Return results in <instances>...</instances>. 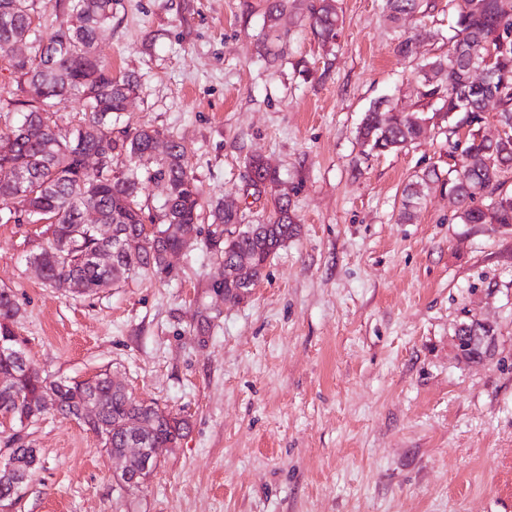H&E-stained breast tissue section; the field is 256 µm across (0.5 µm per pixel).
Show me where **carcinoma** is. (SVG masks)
<instances>
[{
  "label": "carcinoma",
  "instance_id": "carcinoma-1",
  "mask_svg": "<svg viewBox=\"0 0 512 512\" xmlns=\"http://www.w3.org/2000/svg\"><path fill=\"white\" fill-rule=\"evenodd\" d=\"M38 0H0V56H10L15 42L32 32V14ZM69 16L82 19L76 28L61 26L36 38L38 46L26 62L11 67L28 98L18 101L25 108L22 119L0 127V204L14 208L33 222L48 224L47 246L32 255L45 269L51 285L62 277H76L83 291L120 286L137 276L169 275L166 254L189 247L208 222L213 232L210 246L232 270L243 264L255 280L242 282L232 275L211 284L233 301L247 297L255 282L265 276L277 251L297 237L292 200L275 192L276 171L260 156L248 159L247 182L253 193L273 192V209L264 224L245 223V214L227 202L206 208L196 179L184 166V145L151 126L114 130L125 112L126 102L138 88L134 74L112 76V69L96 54L100 28L112 21L116 0H61ZM454 12L455 35L448 53L431 56L416 74L420 108L398 110L375 102L365 112L357 139L369 156L401 151L421 137L429 116L444 114L448 124V156L455 158L456 176L441 179L432 167L415 173L405 186L400 219L411 222L423 204L430 185L448 186L455 216L464 224H512V193L499 180L503 167L512 165V141H492L482 134L487 103L501 125L512 126V0H448ZM428 0H382L385 20L394 28L415 22L424 15ZM305 17L322 44L337 42L342 20L336 0H267L260 52L276 55L273 46L282 41L284 17ZM419 33L398 37L396 53L409 59L418 54ZM481 68L489 79L472 81L471 69ZM79 98L89 112L88 121L62 128L51 109L69 98ZM467 128L468 139L460 145L458 131ZM20 167L31 178V196L15 198L10 173ZM161 187L163 202L156 212L146 210L140 198L143 182ZM92 206L101 222L112 225V239L102 238L90 224L78 221L80 212ZM152 225L145 234V224ZM112 251V264L97 265L91 256ZM19 306L13 292L0 289V339L16 335L14 324ZM457 344L465 355L485 353L494 330L473 319L458 328ZM32 360L21 342L13 357H0V378L14 377L0 386V417L22 426L49 410L79 418L92 404L96 419L90 423L111 455L126 444L128 425L138 422L146 431L149 448H174L185 436L189 422L154 402L136 399L126 389L112 384L105 372L82 381L51 380L35 369L25 370ZM14 466L0 473V495L19 483L25 488L39 468L37 449L19 446L13 450Z\"/></svg>",
  "mask_w": 512,
  "mask_h": 512
}]
</instances>
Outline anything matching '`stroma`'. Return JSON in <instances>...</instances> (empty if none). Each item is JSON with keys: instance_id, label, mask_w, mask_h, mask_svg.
Listing matches in <instances>:
<instances>
[{"instance_id": "35a3bbf8", "label": "stroma", "mask_w": 512, "mask_h": 512, "mask_svg": "<svg viewBox=\"0 0 512 512\" xmlns=\"http://www.w3.org/2000/svg\"><path fill=\"white\" fill-rule=\"evenodd\" d=\"M435 4L417 57L396 55L380 0H337L336 44L297 22L271 64L265 0H117L97 52L139 80L122 125L181 141L204 202L239 197L255 224L272 206L244 196L245 159L264 157L301 234L238 303L211 288L207 223L169 276L89 296L31 267L45 224L0 219V288L41 374L107 371L190 423L123 495L100 438L44 415L20 431L41 468L16 512H512V225L460 223L437 183L399 222L412 175L452 169L445 134L371 157L356 140L374 101L413 110L419 66L453 35ZM471 319L494 327L489 359L459 354Z\"/></svg>"}]
</instances>
